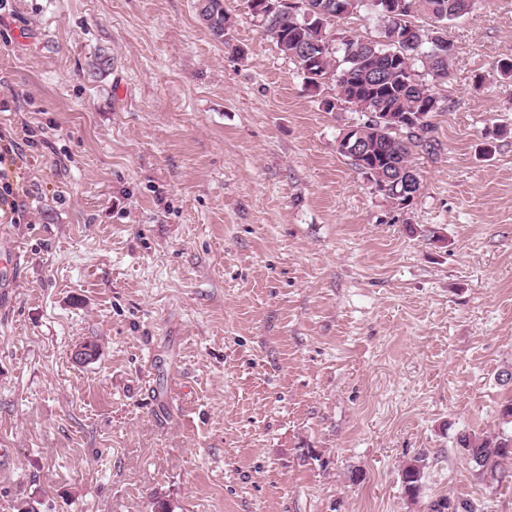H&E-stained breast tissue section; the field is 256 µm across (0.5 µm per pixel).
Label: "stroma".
I'll use <instances>...</instances> for the list:
<instances>
[{
    "label": "stroma",
    "instance_id": "1",
    "mask_svg": "<svg viewBox=\"0 0 512 512\" xmlns=\"http://www.w3.org/2000/svg\"><path fill=\"white\" fill-rule=\"evenodd\" d=\"M197 7L0 9L26 207L0 223V512H512V463L457 448L512 399V0L449 22L405 211L337 149L361 112L249 0L229 48Z\"/></svg>",
    "mask_w": 512,
    "mask_h": 512
}]
</instances>
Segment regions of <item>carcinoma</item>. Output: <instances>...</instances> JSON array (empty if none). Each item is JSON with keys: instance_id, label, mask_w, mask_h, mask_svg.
I'll list each match as a JSON object with an SVG mask.
<instances>
[{"instance_id": "carcinoma-1", "label": "carcinoma", "mask_w": 512, "mask_h": 512, "mask_svg": "<svg viewBox=\"0 0 512 512\" xmlns=\"http://www.w3.org/2000/svg\"><path fill=\"white\" fill-rule=\"evenodd\" d=\"M266 13V28L262 34L271 39L281 52L292 58L300 70L308 69L305 82L318 87V79L330 74L336 82L339 96L346 102H355L357 110L365 112H398L414 115L426 113L428 121L418 128L403 127L400 132L386 131L376 135L375 128L363 125L364 145L369 157L364 162L351 161L354 168L377 190H383L388 172L394 165L412 162V148L428 147L433 125L429 119L440 110L435 86L448 80V71L456 53L455 44L441 37L438 28L423 29L410 21L412 14H428L436 23L454 21L469 12L473 0H393L398 13H385L383 6L371 9L385 23L381 36L386 38L398 30L407 38L386 48L377 41H365L345 36L335 51L311 60L305 65V50L333 40L336 20L357 14L365 9L367 0H301L295 7L283 5L279 0H258ZM199 15L212 36L232 50L226 38L228 18L224 13V0H200ZM392 55H386L387 51ZM420 63L431 82L420 79L415 63ZM384 72L381 83H369L365 73L370 69ZM348 77H343V72ZM459 448L473 467L493 470L512 457V435L462 433L457 439ZM423 479L420 461L408 464L403 471L406 494H417Z\"/></svg>"}]
</instances>
